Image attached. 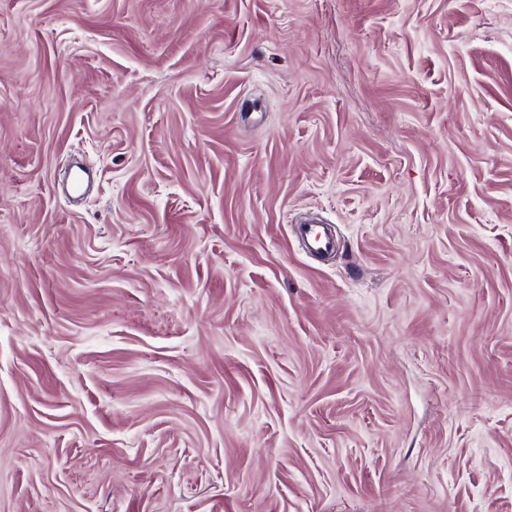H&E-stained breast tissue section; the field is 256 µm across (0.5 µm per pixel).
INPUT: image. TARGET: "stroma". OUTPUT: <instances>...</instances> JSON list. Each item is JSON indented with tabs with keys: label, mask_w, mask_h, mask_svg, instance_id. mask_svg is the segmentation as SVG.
Here are the masks:
<instances>
[{
	"label": "stroma",
	"mask_w": 512,
	"mask_h": 512,
	"mask_svg": "<svg viewBox=\"0 0 512 512\" xmlns=\"http://www.w3.org/2000/svg\"><path fill=\"white\" fill-rule=\"evenodd\" d=\"M0 512H512V0H0ZM297 232L309 253L324 255L336 252V238L323 225L299 224Z\"/></svg>",
	"instance_id": "35a3bbf8"
}]
</instances>
